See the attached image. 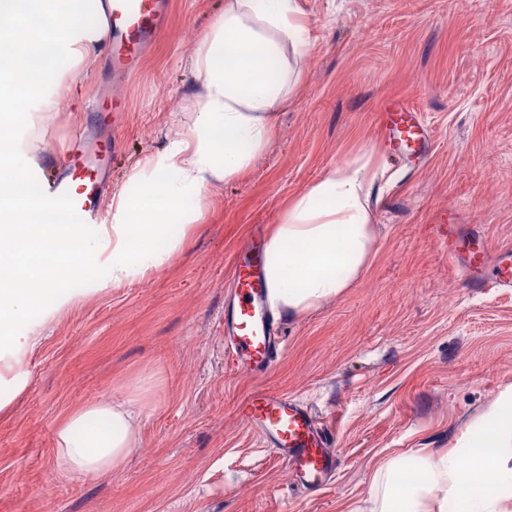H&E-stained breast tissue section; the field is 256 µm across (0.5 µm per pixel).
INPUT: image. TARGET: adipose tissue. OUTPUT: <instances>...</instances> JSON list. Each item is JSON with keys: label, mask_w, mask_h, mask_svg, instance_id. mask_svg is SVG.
<instances>
[{"label": "adipose tissue", "mask_w": 512, "mask_h": 512, "mask_svg": "<svg viewBox=\"0 0 512 512\" xmlns=\"http://www.w3.org/2000/svg\"><path fill=\"white\" fill-rule=\"evenodd\" d=\"M101 0H0V368L39 344L32 314L52 318L77 296L119 288L168 264L213 183L246 171L265 147L289 74L282 41L309 45L297 0H227L197 41L204 101L187 131L147 158L112 203L108 224H79L29 189L18 135L34 113L51 118L53 93L84 77L101 42ZM376 175L343 162L289 203L264 247L272 309L300 315L336 299L364 271L374 247ZM136 395L81 406L56 434L60 467L75 478L121 469L139 441ZM422 480L402 479L403 460L374 474L379 495L364 512H512V386L447 448L414 460Z\"/></svg>", "instance_id": "obj_1"}]
</instances>
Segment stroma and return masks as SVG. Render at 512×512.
<instances>
[{
    "label": "stroma",
    "mask_w": 512,
    "mask_h": 512,
    "mask_svg": "<svg viewBox=\"0 0 512 512\" xmlns=\"http://www.w3.org/2000/svg\"><path fill=\"white\" fill-rule=\"evenodd\" d=\"M161 37L126 77L108 49L84 63L32 157L65 153L81 125L116 142L112 187L186 129L203 88L192 58L225 0H168ZM310 36L289 54L296 83L275 110L248 170L216 182L169 264L81 298L39 328L18 367L26 384L0 412V512H354L377 469L444 448L512 384V290L471 288L432 226L512 242V0H299ZM109 81L113 111L96 110ZM413 107L424 160H395L380 126L387 103ZM374 156L386 171L372 218L373 252L342 295L280 316L286 349L263 378L224 355L232 264L258 225L336 164ZM283 391L336 434V474L296 489L286 463L238 414L242 396ZM126 394L146 398L125 466L77 479L60 468L56 432L71 411Z\"/></svg>",
    "instance_id": "35a3bbf8"
}]
</instances>
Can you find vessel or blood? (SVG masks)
I'll use <instances>...</instances> for the list:
<instances>
[{"label":"vessel or blood","mask_w":512,"mask_h":512,"mask_svg":"<svg viewBox=\"0 0 512 512\" xmlns=\"http://www.w3.org/2000/svg\"><path fill=\"white\" fill-rule=\"evenodd\" d=\"M105 19L113 39L109 70L133 72L145 49L160 35L165 22L164 0H105ZM385 139L394 156L405 158L424 149V131L414 109L387 105L380 117ZM109 137L94 130L78 131L62 155L48 154L57 164L56 178L42 188L49 202H62L67 214L81 223H97L101 199L111 186L107 157ZM450 259L462 262L466 284L472 288H512V243L499 244L486 236L461 237L456 225L435 227ZM233 299L224 310L226 355L239 372L249 377L266 375L285 347L275 332L267 307V288L261 264L236 262L232 272ZM238 413L261 432L288 465L296 486L314 489L331 477L335 465L333 432L311 408L279 391L259 389L245 396Z\"/></svg>","instance_id":"obj_1"}]
</instances>
